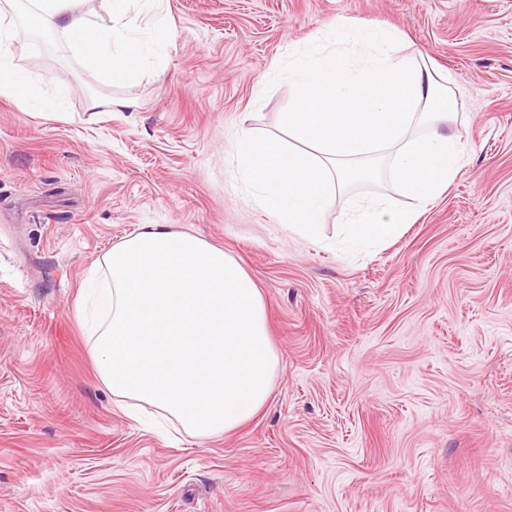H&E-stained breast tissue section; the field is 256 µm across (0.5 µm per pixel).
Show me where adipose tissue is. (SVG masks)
<instances>
[{"label":"adipose tissue","mask_w":512,"mask_h":512,"mask_svg":"<svg viewBox=\"0 0 512 512\" xmlns=\"http://www.w3.org/2000/svg\"><path fill=\"white\" fill-rule=\"evenodd\" d=\"M149 15L143 36L130 2ZM39 25L66 40L89 68L131 76L163 52L171 30L163 0H111L113 25L73 10V0H29ZM14 31L0 26V96L39 110L42 99L13 62ZM388 27L340 18L323 27L298 59L294 107L284 136L241 129L234 143L237 169L256 189L261 209L291 233L315 237L333 189L353 160L392 156V182L413 205L374 200L347 223L355 246L400 237L455 177L464 157L461 136L445 131L455 111L454 78L401 55ZM426 124V132L411 129ZM300 149L286 147V139ZM96 283L93 358L101 380L197 438L235 431L266 404L278 355L267 331L264 299L248 272L202 238L145 224L90 270Z\"/></svg>","instance_id":"1"}]
</instances>
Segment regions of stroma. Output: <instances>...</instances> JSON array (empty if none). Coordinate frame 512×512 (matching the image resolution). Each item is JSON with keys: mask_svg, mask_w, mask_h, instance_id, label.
<instances>
[{"mask_svg": "<svg viewBox=\"0 0 512 512\" xmlns=\"http://www.w3.org/2000/svg\"><path fill=\"white\" fill-rule=\"evenodd\" d=\"M163 9L164 55L126 80L35 29L12 45L61 116L0 96V512H512V0ZM339 16L454 75L465 143L403 235L356 251L357 201L410 205L388 157L330 201L314 243L256 204L231 148L244 125L278 134L291 51ZM143 224L224 249L262 293L279 362L236 431L134 420L98 375L81 288Z\"/></svg>", "mask_w": 512, "mask_h": 512, "instance_id": "1", "label": "stroma"}]
</instances>
